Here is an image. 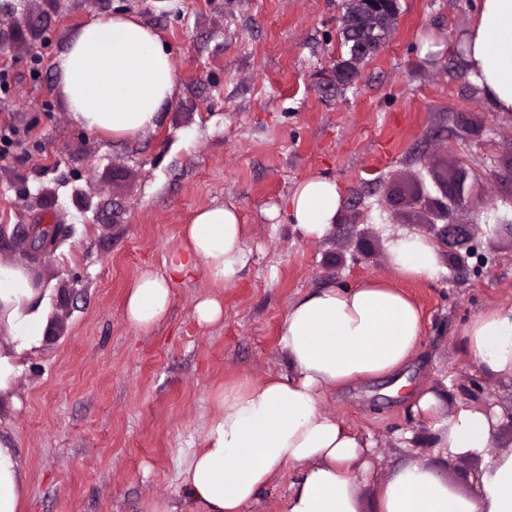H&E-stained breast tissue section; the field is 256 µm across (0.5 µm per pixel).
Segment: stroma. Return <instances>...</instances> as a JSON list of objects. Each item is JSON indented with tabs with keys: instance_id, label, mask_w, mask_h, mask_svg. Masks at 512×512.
<instances>
[{
	"instance_id": "1",
	"label": "stroma",
	"mask_w": 512,
	"mask_h": 512,
	"mask_svg": "<svg viewBox=\"0 0 512 512\" xmlns=\"http://www.w3.org/2000/svg\"><path fill=\"white\" fill-rule=\"evenodd\" d=\"M344 0H0V261L24 262L50 292L42 346L0 397V434L17 448L23 512H165L180 505L178 473L201 447L224 388L287 373L279 327L289 304L332 282L380 278L418 305L423 333L411 387L495 406L497 448L512 449V379L477 366L466 325L512 306V117L469 77L462 34L479 0H397L385 44L344 90L324 88L345 52ZM115 15L159 35L176 73L157 125L130 142L74 123L55 69L79 30ZM23 22L25 41L10 21ZM467 168L484 208L453 211L439 234L438 275L406 281L387 242L424 234L396 205L431 171ZM344 190L339 222L302 236L284 206L311 177ZM238 207L250 262L214 287L175 282L167 316L147 329L125 317L142 272H160L197 211ZM58 224L44 251L27 230ZM223 319L198 324L196 303ZM391 380L327 392L324 407L382 456L358 487L359 512H378L390 469L415 461L468 492L480 463L434 452L437 432L411 418ZM195 315L199 324H211L224 316V308L219 300L206 298L196 304Z\"/></svg>"
}]
</instances>
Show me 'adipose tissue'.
Here are the masks:
<instances>
[{"mask_svg":"<svg viewBox=\"0 0 512 512\" xmlns=\"http://www.w3.org/2000/svg\"><path fill=\"white\" fill-rule=\"evenodd\" d=\"M469 75L495 108L512 112V0H480L464 36ZM72 119L82 127L128 139L155 127L174 94L176 74L167 46L152 29L123 16L87 24L56 60ZM344 194L335 181L300 182L285 206L305 236L321 237L336 222ZM183 249L166 259L167 272L142 273L127 297V320L158 323L172 298L173 280L203 274L215 287L239 278L248 263L234 205L209 207L186 230ZM389 264L402 279L430 280L438 270L436 243L401 233L387 243ZM50 315L47 296L27 267L0 262V394L10 392L24 358L38 349ZM473 362L512 378V306L481 313L465 329ZM422 338L416 305L378 279L332 283L288 307L280 347L286 374L242 382L217 397L201 448L179 473L190 512H245L273 477L294 470L284 512H359L356 485L374 467L372 444L323 407L324 394L396 376ZM445 393L411 394L409 410L434 420L435 444L446 458H481L478 494L456 490L434 469L416 463L393 468L382 484L380 512H512V450L496 451L497 410L460 402L442 418ZM26 486L19 454L0 438V512H21Z\"/></svg>","mask_w":512,"mask_h":512,"instance_id":"1","label":"adipose tissue"}]
</instances>
